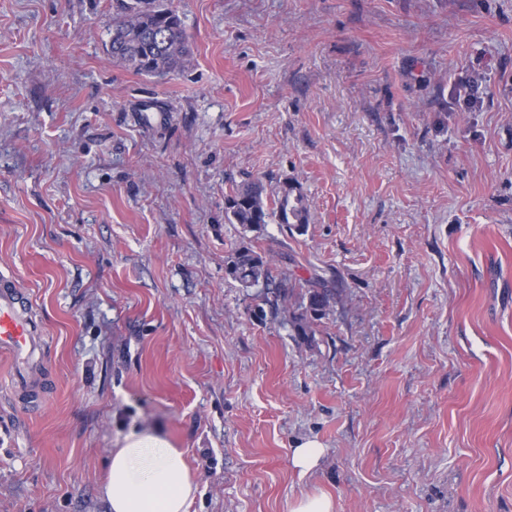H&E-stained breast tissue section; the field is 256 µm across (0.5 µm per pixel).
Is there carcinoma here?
<instances>
[{"instance_id":"cac0c4a2","label":"carcinoma","mask_w":512,"mask_h":512,"mask_svg":"<svg viewBox=\"0 0 512 512\" xmlns=\"http://www.w3.org/2000/svg\"><path fill=\"white\" fill-rule=\"evenodd\" d=\"M112 18L110 51L116 61L145 75H162L181 65L187 53L186 33L181 18L165 0H117ZM224 214L243 231L262 229L272 219L289 229L302 231L310 222V211L300 190L284 184L273 204L259 180L233 184L224 196ZM277 266L249 247L237 250L228 275L244 288L275 280ZM288 282L278 298L263 300L272 311L289 312L288 323L297 336H313L336 300V288L323 275L281 278Z\"/></svg>"}]
</instances>
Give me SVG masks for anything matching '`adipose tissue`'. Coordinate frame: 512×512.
Here are the masks:
<instances>
[{
  "label": "adipose tissue",
  "mask_w": 512,
  "mask_h": 512,
  "mask_svg": "<svg viewBox=\"0 0 512 512\" xmlns=\"http://www.w3.org/2000/svg\"><path fill=\"white\" fill-rule=\"evenodd\" d=\"M107 460L111 512H189L198 486L163 429L130 427Z\"/></svg>",
  "instance_id": "ef3b65f1"
}]
</instances>
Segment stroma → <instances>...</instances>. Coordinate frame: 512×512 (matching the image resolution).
<instances>
[{"label": "stroma", "instance_id": "stroma-1", "mask_svg": "<svg viewBox=\"0 0 512 512\" xmlns=\"http://www.w3.org/2000/svg\"><path fill=\"white\" fill-rule=\"evenodd\" d=\"M173 4L188 56L146 76L115 0H0V270L45 348L36 403L0 355V512H110L143 422L191 512H512V0ZM247 179L305 230L229 223ZM243 246L339 289L315 336L259 317ZM323 454L324 448L320 442L314 439L304 440L292 449V465L301 474H307L319 464ZM290 512H334L332 498L323 492L308 494L298 499Z\"/></svg>", "mask_w": 512, "mask_h": 512}]
</instances>
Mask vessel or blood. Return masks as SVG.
<instances>
[{
	"instance_id": "obj_1",
	"label": "vessel or blood",
	"mask_w": 512,
	"mask_h": 512,
	"mask_svg": "<svg viewBox=\"0 0 512 512\" xmlns=\"http://www.w3.org/2000/svg\"><path fill=\"white\" fill-rule=\"evenodd\" d=\"M40 338L29 294L11 274L0 272V354L12 361L15 372H22Z\"/></svg>"
}]
</instances>
